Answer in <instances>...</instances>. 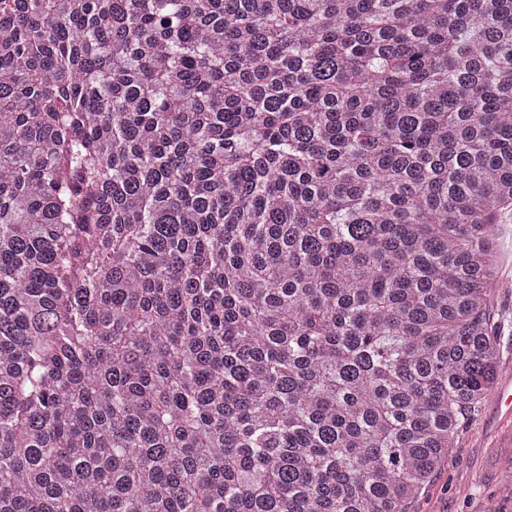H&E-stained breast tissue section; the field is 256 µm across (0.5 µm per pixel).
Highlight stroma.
Returning a JSON list of instances; mask_svg holds the SVG:
<instances>
[{"label":"stroma","instance_id":"stroma-1","mask_svg":"<svg viewBox=\"0 0 512 512\" xmlns=\"http://www.w3.org/2000/svg\"><path fill=\"white\" fill-rule=\"evenodd\" d=\"M495 328L500 336V372L512 371V288L498 289ZM406 512H512V422L493 400L464 418L444 466Z\"/></svg>","mask_w":512,"mask_h":512}]
</instances>
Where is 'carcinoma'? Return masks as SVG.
<instances>
[{
  "mask_svg": "<svg viewBox=\"0 0 512 512\" xmlns=\"http://www.w3.org/2000/svg\"><path fill=\"white\" fill-rule=\"evenodd\" d=\"M511 211L512 0H0V512H404Z\"/></svg>",
  "mask_w": 512,
  "mask_h": 512,
  "instance_id": "carcinoma-1",
  "label": "carcinoma"
}]
</instances>
